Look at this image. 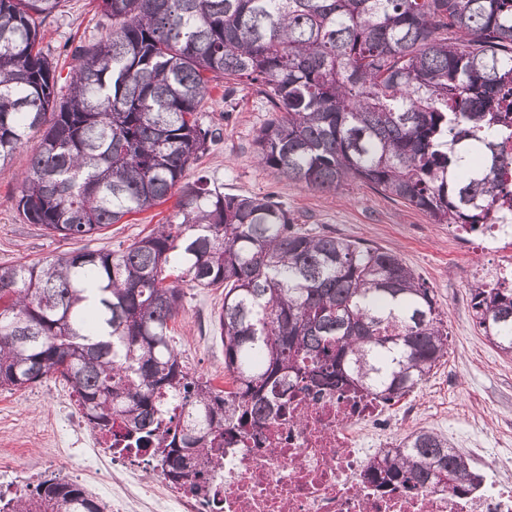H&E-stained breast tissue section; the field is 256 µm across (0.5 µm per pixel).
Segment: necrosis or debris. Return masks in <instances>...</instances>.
Returning <instances> with one entry per match:
<instances>
[{"label":"necrosis or debris","instance_id":"obj_1","mask_svg":"<svg viewBox=\"0 0 512 512\" xmlns=\"http://www.w3.org/2000/svg\"><path fill=\"white\" fill-rule=\"evenodd\" d=\"M420 418L413 405L394 404L366 392L297 384L288 412L266 429L245 435L224 451L213 480L223 512H512V422L494 423L496 458L471 493L448 484L413 493L392 489L368 474L395 444L396 426ZM484 429L459 448L483 456ZM150 512H208L205 500L182 488L142 485L137 495Z\"/></svg>","mask_w":512,"mask_h":512}]
</instances>
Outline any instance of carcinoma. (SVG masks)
Wrapping results in <instances>:
<instances>
[{
  "instance_id": "1",
  "label": "carcinoma",
  "mask_w": 512,
  "mask_h": 512,
  "mask_svg": "<svg viewBox=\"0 0 512 512\" xmlns=\"http://www.w3.org/2000/svg\"><path fill=\"white\" fill-rule=\"evenodd\" d=\"M63 0H0V168L35 136L16 208L63 240L90 239L172 191L168 223L116 251L0 265V390L57 374L105 440L208 492L224 442L270 423L288 381L392 401L448 354L434 294L390 249L313 233L276 194L186 180L223 139L201 104L246 84L273 117L264 167L308 188L357 180L477 232L512 224V0H97L112 31L74 51L70 92L41 48ZM222 288L230 391L190 372L170 323L181 284ZM485 337L512 355V288L474 279ZM371 472L413 491L476 479L429 428ZM0 512H106L45 478Z\"/></svg>"
}]
</instances>
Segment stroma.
<instances>
[{
    "instance_id": "obj_1",
    "label": "stroma",
    "mask_w": 512,
    "mask_h": 512,
    "mask_svg": "<svg viewBox=\"0 0 512 512\" xmlns=\"http://www.w3.org/2000/svg\"><path fill=\"white\" fill-rule=\"evenodd\" d=\"M110 26L95 0H64L42 25V46L65 73L71 66L70 47L99 39ZM203 108L222 126L224 140L188 171V179L204 174L228 192L276 193L303 226L394 249L432 288L448 328V354L407 397L421 417L446 413L450 432L465 435L474 421H493L512 413L501 401L503 395H512V357L499 352L480 332L470 304L472 277L467 269L449 262L457 250L474 248L480 250L486 265L493 266L500 262V252L484 250L480 236L431 223L425 214L362 183L336 192L314 190L261 166L253 139L270 114L250 88L239 87L229 102L223 89H214ZM35 148V143H28L0 169V264L46 258L79 246L78 241L52 237L39 225L24 223L16 210L19 178ZM175 204L171 197L149 211L128 216L93 237L87 246L114 250L130 244L153 225L163 223ZM223 299L219 288L188 289L185 307L173 323V335L188 368L213 386L227 389L231 382L224 375V346L210 325ZM92 434L76 411L68 387L55 378L0 391V492L24 489L51 474L62 478L67 469L78 467L84 472L81 486L107 500L112 487L124 479L122 465L91 463L67 453Z\"/></svg>"
}]
</instances>
